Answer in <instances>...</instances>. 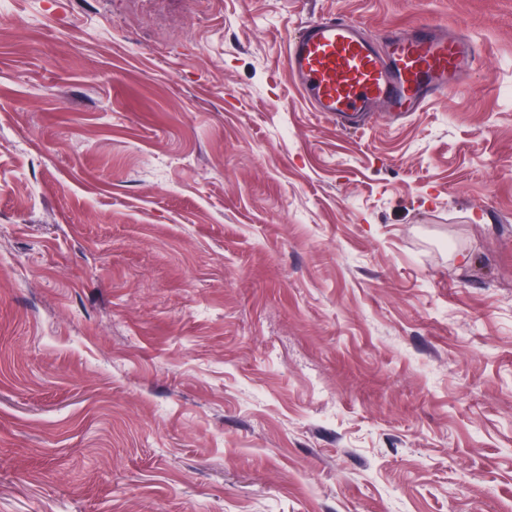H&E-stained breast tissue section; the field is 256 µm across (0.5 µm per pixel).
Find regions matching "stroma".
Returning a JSON list of instances; mask_svg holds the SVG:
<instances>
[{
  "mask_svg": "<svg viewBox=\"0 0 512 512\" xmlns=\"http://www.w3.org/2000/svg\"><path fill=\"white\" fill-rule=\"evenodd\" d=\"M331 14L478 53L343 132ZM0 512H512V0H10Z\"/></svg>",
  "mask_w": 512,
  "mask_h": 512,
  "instance_id": "35a3bbf8",
  "label": "stroma"
}]
</instances>
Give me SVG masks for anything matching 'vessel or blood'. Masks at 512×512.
<instances>
[{"mask_svg": "<svg viewBox=\"0 0 512 512\" xmlns=\"http://www.w3.org/2000/svg\"><path fill=\"white\" fill-rule=\"evenodd\" d=\"M476 53L459 29L423 21L371 37L354 19L332 14L303 23L288 44L286 67L312 111L358 131L381 104L398 119L423 111L456 85Z\"/></svg>", "mask_w": 512, "mask_h": 512, "instance_id": "obj_1", "label": "vessel or blood"}]
</instances>
